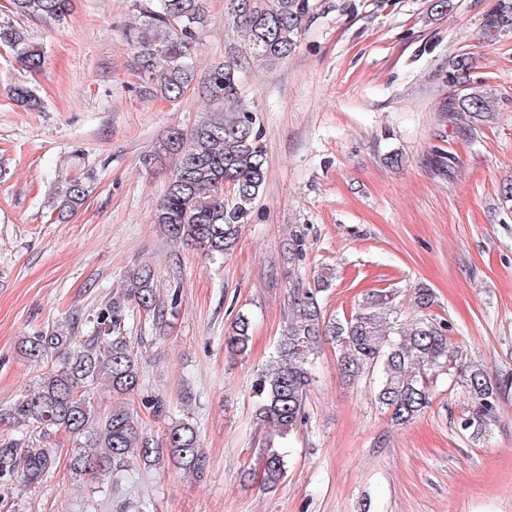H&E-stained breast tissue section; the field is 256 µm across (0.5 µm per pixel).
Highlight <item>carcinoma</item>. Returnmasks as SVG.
<instances>
[{"mask_svg": "<svg viewBox=\"0 0 512 512\" xmlns=\"http://www.w3.org/2000/svg\"><path fill=\"white\" fill-rule=\"evenodd\" d=\"M70 2L10 0V6L22 17L60 21L70 12ZM207 5L208 0H146L140 5L142 22L130 29L128 41L149 94L175 101L194 87L197 38L207 22ZM320 8V0H229L230 19L244 33L250 54L266 62L288 58ZM484 31L489 36L512 33V0H494ZM0 44L14 52L22 67H41L43 49L29 41L24 28L0 24ZM206 92L213 106L210 114L185 138L169 130L158 147L160 153L177 155V163L154 223L162 225L171 240L193 244L216 257L237 243L263 193L267 166L255 114L238 98L235 60L212 64ZM8 94L25 110L41 107L40 98L25 84L10 86ZM486 109L483 96L474 92L448 99L450 112ZM226 185L232 188L230 196L224 192ZM85 196L82 180L68 181L58 192L59 214L73 213ZM154 279L149 266L133 271L125 294L112 298L99 312L93 335L80 343L59 327L22 341L21 354L49 370L42 374L36 393L5 412V419L22 428V435L0 443V481L17 474L28 487L46 481L56 468L52 443L60 432L74 441L70 470L75 474L109 475L117 485L134 458L162 463V449L152 447L134 413L115 407L101 414L83 391L88 383L120 395L138 389V351L123 332L131 303L146 313L152 325L165 323L167 309ZM327 286L328 278L323 276L312 288L293 290L275 354L253 384L256 423L270 428L258 453L266 488L276 487L287 474L282 443L306 422L308 387L324 340L336 345L343 377L376 376L375 399L395 424L407 425L423 414L432 402L433 382L445 377L464 388L469 399L462 429L475 440L488 435L503 384L492 383L467 349L448 338L449 325L424 315L403 323L393 299L380 291L365 295L349 316L328 320L318 300ZM250 340L251 318L239 313L224 337L225 348L242 355ZM165 447L180 469L197 475L207 468V456L190 421L167 428Z\"/></svg>", "mask_w": 512, "mask_h": 512, "instance_id": "obj_1", "label": "carcinoma"}]
</instances>
